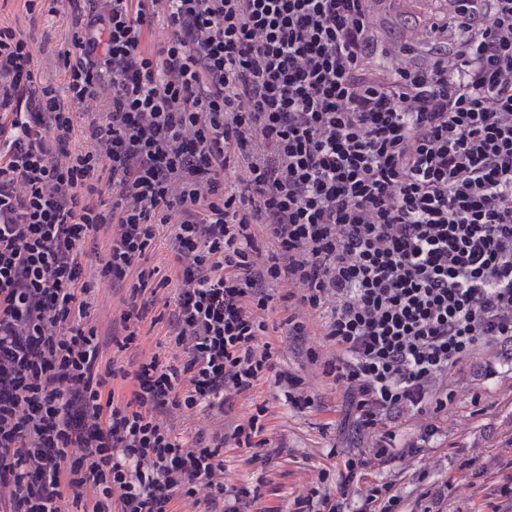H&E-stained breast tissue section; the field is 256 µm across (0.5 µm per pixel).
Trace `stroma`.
<instances>
[{
    "mask_svg": "<svg viewBox=\"0 0 512 512\" xmlns=\"http://www.w3.org/2000/svg\"><path fill=\"white\" fill-rule=\"evenodd\" d=\"M70 19L66 0H58L55 11L26 13L18 0H8L0 9V20L19 28L29 39L36 64L44 82L63 88L57 51ZM281 364L304 378L307 386L318 394L322 408L299 413L291 410L282 392L272 383H265L255 393V399L267 403L272 428L283 436L286 447L274 457L264 474L266 492L272 503H283L306 491L315 482L319 463L330 448H344L348 439L339 432V393L324 381L320 367L310 365L291 351H284ZM457 398L448 407L444 427L449 443L463 448H480L485 459H492L502 442L512 434V365L502 364L498 374L488 379L460 378L456 383ZM413 469L427 471L430 478L452 473L454 487L449 490L451 504H477L478 487L469 483L467 470L461 469L459 458H447L435 453L414 461Z\"/></svg>",
    "mask_w": 512,
    "mask_h": 512,
    "instance_id": "stroma-1",
    "label": "stroma"
}]
</instances>
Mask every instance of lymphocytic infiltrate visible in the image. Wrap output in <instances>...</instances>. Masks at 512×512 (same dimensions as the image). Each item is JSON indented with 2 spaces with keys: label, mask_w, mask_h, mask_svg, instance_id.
I'll list each match as a JSON object with an SVG mask.
<instances>
[{
  "label": "lymphocytic infiltrate",
  "mask_w": 512,
  "mask_h": 512,
  "mask_svg": "<svg viewBox=\"0 0 512 512\" xmlns=\"http://www.w3.org/2000/svg\"><path fill=\"white\" fill-rule=\"evenodd\" d=\"M68 3L65 101L0 23V512H448L452 476L386 472L512 347V0ZM98 279L129 290L107 338ZM149 323L172 361L119 366ZM283 344L360 442L285 509L224 464L285 445L238 406L261 382L320 406ZM467 465L470 512H512V436Z\"/></svg>",
  "instance_id": "lymphocytic-infiltrate-1"
}]
</instances>
